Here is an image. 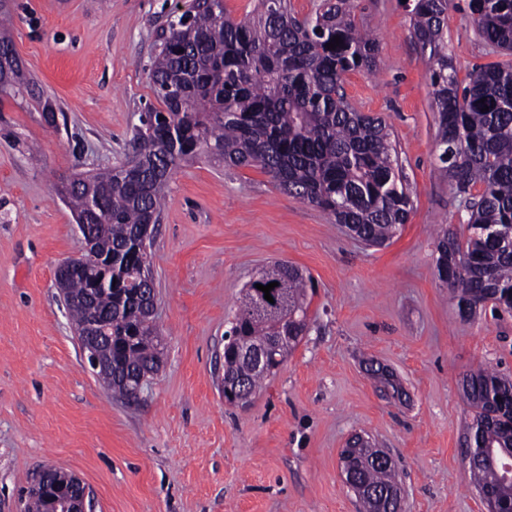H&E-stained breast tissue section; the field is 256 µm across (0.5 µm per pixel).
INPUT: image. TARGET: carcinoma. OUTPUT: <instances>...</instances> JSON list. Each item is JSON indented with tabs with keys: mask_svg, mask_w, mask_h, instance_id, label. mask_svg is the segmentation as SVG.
Masks as SVG:
<instances>
[{
	"mask_svg": "<svg viewBox=\"0 0 512 512\" xmlns=\"http://www.w3.org/2000/svg\"><path fill=\"white\" fill-rule=\"evenodd\" d=\"M358 0H323L313 16L298 20L288 0H261L256 15H224V0H194L169 23L151 64L161 108L140 118L135 138L143 160L103 170L62 188L73 213L89 215L99 253L112 259L121 286H95L96 273L74 272L59 286L74 326L95 321L93 335L112 369L100 375L112 393L131 399L127 379L158 371L162 331L150 315L154 284L135 243L156 225L165 191L178 165L198 157L228 166H257L283 192L351 226L371 246L389 241L407 223L413 201L392 132L379 116L360 112L347 98L343 78L373 72L379 43L358 29ZM411 36L428 52L432 104L437 114L440 161L448 183L465 199V241L451 230L438 240L436 265L448 276L460 316L470 317L483 296L512 310V64L472 68L458 80L448 57V0H406ZM476 39L512 55V0H468ZM0 11V91L35 92L19 65L13 38ZM340 37L331 50L327 43ZM485 102H480V99ZM489 110H484V107ZM477 193H472V190ZM278 283L264 312L247 286L234 320L251 341L306 329V278L296 266L274 264L259 283ZM137 336L132 346L125 337ZM224 371L257 389L266 375L253 373L229 354ZM463 394L474 411L469 444L476 490L498 491V512H512V486H500L490 457L512 452V382L485 368L463 377ZM366 442L341 451L345 479L363 512H378L380 495L398 487L395 466L379 461Z\"/></svg>",
	"mask_w": 512,
	"mask_h": 512,
	"instance_id": "obj_1",
	"label": "carcinoma"
}]
</instances>
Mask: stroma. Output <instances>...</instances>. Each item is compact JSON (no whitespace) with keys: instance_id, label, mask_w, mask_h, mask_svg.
Instances as JSON below:
<instances>
[{"instance_id":"obj_1","label":"stroma","mask_w":512,"mask_h":512,"mask_svg":"<svg viewBox=\"0 0 512 512\" xmlns=\"http://www.w3.org/2000/svg\"><path fill=\"white\" fill-rule=\"evenodd\" d=\"M190 0H10L15 49L39 97L0 92V512L46 466L78 475L95 512H360L340 452L355 433L393 457L404 512H487L466 459L473 413L460 381L477 366L512 379V315L461 318L435 265L468 212L439 171L427 62L402 0H361L380 43L348 99L383 117L412 191L407 224L369 247L283 193L262 169L199 159L175 170L150 250L166 334L162 366L133 401L93 373L55 284L84 250L63 178L127 163L171 15ZM459 77L493 62L468 0L448 4ZM278 261L315 288L309 331L249 406L225 403L224 333L247 283ZM406 395L383 396L370 363Z\"/></svg>"}]
</instances>
